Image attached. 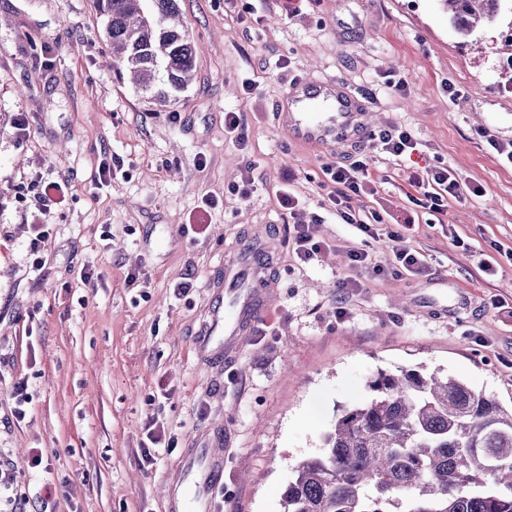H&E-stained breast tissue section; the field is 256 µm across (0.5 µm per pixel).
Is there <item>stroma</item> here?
Listing matches in <instances>:
<instances>
[{"mask_svg":"<svg viewBox=\"0 0 512 512\" xmlns=\"http://www.w3.org/2000/svg\"><path fill=\"white\" fill-rule=\"evenodd\" d=\"M178 7L194 77L160 107L113 75L93 0H0V456L17 491L52 512H165L186 450L202 445L224 451L223 512H283L296 464L321 453L339 409L363 401L380 370L439 369L512 406V165L489 146L512 141V21L463 38L439 0ZM388 74L406 93L384 87ZM314 81L359 99L377 130L407 129L415 151L290 136L276 114L291 88ZM448 81L463 91L457 102ZM19 112L29 123L21 142L11 135ZM228 112L248 128L246 149L224 134ZM352 159L376 190L355 207L405 229L428 275L392 273L384 240L332 215L322 167ZM113 160L120 173L100 180ZM434 167L479 194L430 215L415 178ZM248 170L254 190L243 200L231 188ZM38 178L67 179L69 196L50 215L35 272ZM284 184L328 244L307 264L276 200ZM209 196L217 205L206 211ZM250 230L267 232L276 253L271 312L231 357L210 358L199 342L224 254ZM360 243L386 275L350 268L347 249ZM483 253L497 259L494 274L479 268ZM20 381L32 400L19 422ZM152 426L172 445L149 463ZM36 452L43 465L32 469Z\"/></svg>","mask_w":512,"mask_h":512,"instance_id":"1","label":"stroma"}]
</instances>
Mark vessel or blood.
I'll list each match as a JSON object with an SVG mask.
<instances>
[{"label": "vessel or blood", "instance_id": "vessel-or-blood-1", "mask_svg": "<svg viewBox=\"0 0 512 512\" xmlns=\"http://www.w3.org/2000/svg\"><path fill=\"white\" fill-rule=\"evenodd\" d=\"M282 121L294 137L325 142H348L368 134L365 113L351 101L338 97L336 111L324 120L312 121L302 112H286ZM267 249L247 242L239 244L224 260V296L215 306L204 345L233 351L240 336L254 328L267 308ZM181 483L168 488V512H215L214 494L224 483V458L213 448L190 449Z\"/></svg>", "mask_w": 512, "mask_h": 512}]
</instances>
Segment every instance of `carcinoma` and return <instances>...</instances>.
<instances>
[{"label":"carcinoma","mask_w":512,"mask_h":512,"mask_svg":"<svg viewBox=\"0 0 512 512\" xmlns=\"http://www.w3.org/2000/svg\"><path fill=\"white\" fill-rule=\"evenodd\" d=\"M467 38L504 0H440ZM112 69L166 103L193 79L177 0H95ZM366 400L340 410L321 454L300 461L284 512H512V408L467 382L378 371Z\"/></svg>","instance_id":"cac0c4a2"}]
</instances>
